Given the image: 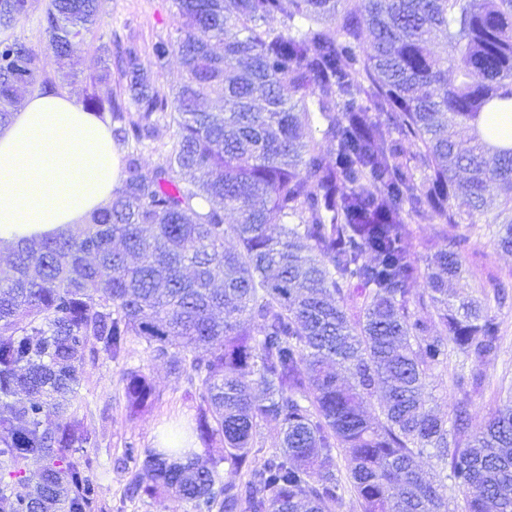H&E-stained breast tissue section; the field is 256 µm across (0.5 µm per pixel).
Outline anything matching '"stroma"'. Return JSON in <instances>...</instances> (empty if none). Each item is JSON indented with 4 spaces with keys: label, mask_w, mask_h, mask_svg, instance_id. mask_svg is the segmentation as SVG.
<instances>
[{
    "label": "stroma",
    "mask_w": 512,
    "mask_h": 512,
    "mask_svg": "<svg viewBox=\"0 0 512 512\" xmlns=\"http://www.w3.org/2000/svg\"><path fill=\"white\" fill-rule=\"evenodd\" d=\"M48 2L30 0L28 15L9 29H0V39L16 37L34 49L40 79L50 80L53 90L79 101L85 96L90 76L106 66L117 69L111 48H135L145 60L152 42L174 34L180 25L173 0H100L97 26L73 42L68 56L61 57L51 49L48 36L38 24ZM444 245L441 226L435 220L414 223L408 246L420 268L431 265ZM466 268L467 277L459 282L457 294L485 299L488 314L498 322L503 336L502 351L494 364L484 367L450 355L447 367L435 371L430 390L436 411L453 418L455 405L463 396L454 381L456 374L482 371L484 387L473 395L469 407L470 429L475 432L512 395V252L496 248L489 231L478 229L472 236ZM130 350L124 365L104 356L86 363L75 400L97 437V445L89 449L88 455L98 483L100 512H115L120 504L125 512H189L188 506L170 498L127 504L122 501L129 478L126 444L134 443L140 449L161 447L167 434L192 426L196 413L193 389L186 377L171 373L165 362L154 359L143 341H133ZM128 364L142 368L155 391L152 402L136 410L130 409L123 392L122 373Z\"/></svg>",
    "instance_id": "stroma-1"
}]
</instances>
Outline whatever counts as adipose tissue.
I'll use <instances>...</instances> for the list:
<instances>
[{"label":"adipose tissue","instance_id":"ef3b65f1","mask_svg":"<svg viewBox=\"0 0 512 512\" xmlns=\"http://www.w3.org/2000/svg\"><path fill=\"white\" fill-rule=\"evenodd\" d=\"M122 179L108 113L65 92H36L0 126V248L78 231Z\"/></svg>","mask_w":512,"mask_h":512}]
</instances>
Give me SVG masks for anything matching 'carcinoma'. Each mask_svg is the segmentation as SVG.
I'll list each match as a JSON object with an SVG mask.
<instances>
[{
	"instance_id": "cac0c4a2",
	"label": "carcinoma",
	"mask_w": 512,
	"mask_h": 512,
	"mask_svg": "<svg viewBox=\"0 0 512 512\" xmlns=\"http://www.w3.org/2000/svg\"><path fill=\"white\" fill-rule=\"evenodd\" d=\"M290 2L173 0L181 27L152 43L149 65L180 55L184 83L158 91L130 52L120 90L86 94L127 147L122 185L84 233L12 249L0 290V512H96L84 454L96 436L68 398L86 361H123L135 339L187 376L196 432L220 439L224 457L202 466L177 436L162 449L130 444V499L336 512L348 486L362 512H449L447 469L462 512H512V400L466 439L465 406L450 424L426 397L448 344L486 364L501 351L485 305L454 304L448 282L462 278L461 226H495V245L512 252V196L487 193L512 185V146L480 132L482 113L512 102V0H362L357 15L343 0ZM29 7L0 0V26ZM97 22L98 0H49L39 20L59 56ZM36 82L34 50L0 40L1 126L17 89ZM211 95L223 112L200 108ZM371 106L414 145L410 158L397 142L378 147ZM163 121L176 142L148 172L142 151ZM316 124L336 157L321 152ZM426 218L451 232L424 274L437 324L408 300L419 269L406 241ZM122 381L129 406L151 401L141 369ZM379 387L372 419L364 404ZM269 421L280 437L257 461ZM425 453L432 473L418 464ZM222 461L233 477L221 479Z\"/></svg>"
}]
</instances>
